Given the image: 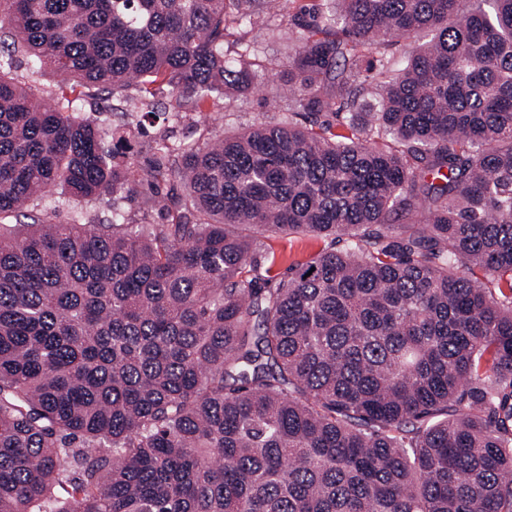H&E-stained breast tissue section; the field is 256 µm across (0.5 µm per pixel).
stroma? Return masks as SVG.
Segmentation results:
<instances>
[{
	"instance_id": "1",
	"label": "stroma",
	"mask_w": 512,
	"mask_h": 512,
	"mask_svg": "<svg viewBox=\"0 0 512 512\" xmlns=\"http://www.w3.org/2000/svg\"><path fill=\"white\" fill-rule=\"evenodd\" d=\"M76 106L81 118L106 126L143 124L144 135L133 141L125 154L126 161L142 172L148 170L151 164L150 147L157 141L172 143L189 140L203 143L214 136L241 132L257 122H284L291 117L294 102L288 78L283 75L272 83L260 78L248 89L226 93L218 109L211 112L204 124L191 112L174 116L164 99L157 103L152 116L130 112L125 110L118 97L95 88L79 96ZM265 244L280 257L273 268L274 274L278 276L286 274L290 262L308 260L324 246L323 240L313 236L291 241L269 236Z\"/></svg>"
}]
</instances>
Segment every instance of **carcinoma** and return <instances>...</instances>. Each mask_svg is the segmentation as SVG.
Returning <instances> with one entry per match:
<instances>
[{
    "instance_id": "cac0c4a2",
    "label": "carcinoma",
    "mask_w": 512,
    "mask_h": 512,
    "mask_svg": "<svg viewBox=\"0 0 512 512\" xmlns=\"http://www.w3.org/2000/svg\"><path fill=\"white\" fill-rule=\"evenodd\" d=\"M298 2L0 0V512H512V0ZM258 19L303 125L137 175L104 141L139 127L35 99L50 69L200 117L271 70L226 65ZM161 180L170 223H124ZM266 233L331 245L279 278ZM246 42L251 43L261 54L272 60L273 65H283L288 62V56L293 52L294 42L288 39V29L271 33L264 26L257 25L247 28ZM112 196L104 195L93 201H70L62 206L55 217V221L66 224L79 217L82 223L98 224V221L110 215Z\"/></svg>"
}]
</instances>
